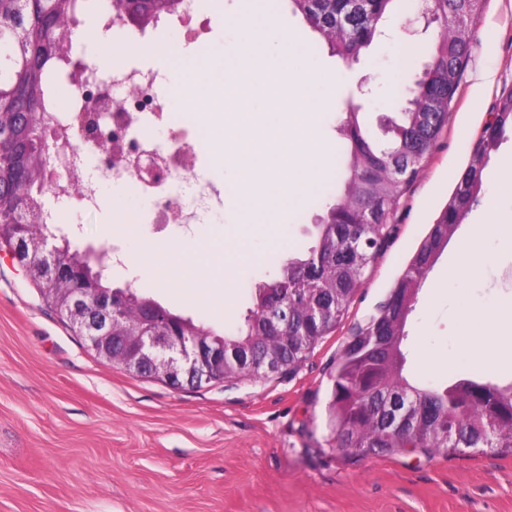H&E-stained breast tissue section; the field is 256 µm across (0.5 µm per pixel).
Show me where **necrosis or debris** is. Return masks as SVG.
I'll return each mask as SVG.
<instances>
[{"label":"necrosis or debris","mask_w":512,"mask_h":512,"mask_svg":"<svg viewBox=\"0 0 512 512\" xmlns=\"http://www.w3.org/2000/svg\"><path fill=\"white\" fill-rule=\"evenodd\" d=\"M74 92L66 108L57 103L47 106V122L52 127L60 146L56 163L67 171L66 179L49 186L52 197L69 196L70 184L78 180L83 184L82 201L90 206L98 203V184L109 179L139 181L137 173L128 164L130 151L154 154L159 174L154 181H139L146 191H159L160 197L152 218L156 224H197L202 214L219 198L214 186L199 181L193 193L182 189L185 173L193 165L196 144L204 141L207 130L200 125L195 113L181 112L175 121V146L158 147L143 140L135 128L147 120L161 121L169 116L165 101L156 91V79L152 72L121 67L104 71L89 65L72 73ZM114 85L133 86L135 92L121 100H110L108 90ZM110 101L108 110L101 112L99 130L106 147L112 153L111 165L97 164L95 177H87V161L75 148L80 115L96 101Z\"/></svg>","instance_id":"obj_1"}]
</instances>
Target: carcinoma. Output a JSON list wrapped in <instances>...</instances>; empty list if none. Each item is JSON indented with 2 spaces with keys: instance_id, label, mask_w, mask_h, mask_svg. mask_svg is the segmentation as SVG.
Returning a JSON list of instances; mask_svg holds the SVG:
<instances>
[{
  "instance_id": "1",
  "label": "carcinoma",
  "mask_w": 512,
  "mask_h": 512,
  "mask_svg": "<svg viewBox=\"0 0 512 512\" xmlns=\"http://www.w3.org/2000/svg\"><path fill=\"white\" fill-rule=\"evenodd\" d=\"M0 0V34L11 47L12 66L0 92V238L5 243L30 248L32 240L55 233L46 223L47 186L21 177L19 170L39 156L42 146V114L51 91V76L73 63L72 36L77 17L88 5L80 0ZM179 0H149L134 29L154 27L174 12ZM394 0H291L306 24L321 36L341 30V40H328L331 54L343 60L360 54L380 33V25ZM466 0H440L438 19L462 16L469 11ZM477 13V9L470 10ZM469 60L466 30L444 28L423 72L407 89L401 117L392 121L386 144L373 143L358 118L346 116L344 188L326 206L316 224L317 245L303 257L288 259L274 291L256 289L252 306L236 331L219 333L195 323L156 299L132 287L118 288L128 306L154 305L164 333L182 336L185 329L206 333V345L223 346L224 378L260 380L271 377L255 366L264 353L263 342L271 335L269 313L279 311V329L288 340L272 347L279 356L275 374L294 373L319 342L348 313L363 284L365 271L388 241L391 221L401 198L419 175L427 153L444 128L442 112L450 107ZM512 129V92L496 105L495 123L485 150L499 147L506 129ZM485 166L471 158L454 194L437 222L431 225L420 248L396 287L419 288L436 261L433 246L454 231L458 213L471 211L478 202L472 188L482 184ZM368 196L372 223L357 224V200ZM67 254L82 266L80 288H112L104 269L85 261L84 252L62 240ZM405 333L392 335L389 326L372 318L346 341L330 371L331 396L328 411L329 448L361 456L393 453L401 448H428L465 453L469 450L512 451V384L462 378L445 386L421 387L404 375ZM408 411V422L394 430L392 401Z\"/></svg>"
}]
</instances>
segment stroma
Wrapping results in <instances>:
<instances>
[{
	"label": "stroma",
	"mask_w": 512,
	"mask_h": 512,
	"mask_svg": "<svg viewBox=\"0 0 512 512\" xmlns=\"http://www.w3.org/2000/svg\"><path fill=\"white\" fill-rule=\"evenodd\" d=\"M200 4L210 20L206 34L196 39L186 28L162 26L140 47H113L111 31L87 15L84 26L95 35L74 41L73 55L104 70L128 65L162 75L157 92L177 113L186 108L189 77L177 63L188 44L205 49L214 63L237 54L240 79L226 92L225 113L197 115L203 126L234 131L244 120L236 102L249 92L248 65L257 51L243 44L237 28L247 5ZM418 8V0H394L382 35L348 67L290 0H280L275 24L287 31L297 64L328 75L311 105L336 151L346 144L345 99L359 84L365 89L357 99L359 119L372 137L384 140L381 117L393 116L439 35L435 27L413 36L404 32ZM470 36V58L448 121L402 200L392 236L348 314L293 375L175 388L128 374L97 359L0 250V512H512V452L406 448L362 457L333 452L324 441L329 373L345 341L386 302L450 201L499 98L512 91V0H484ZM407 42L416 52L406 62ZM506 160H512V132L492 154L478 205L449 237L408 317L405 374L417 384L458 378L512 383V352L489 349L485 364L460 357L467 312L512 301V251L499 239H485L490 261L479 278L448 273L461 243L484 223L488 204L512 206V184L498 177ZM343 171V160H336L300 208L289 214L267 209L257 224L238 203V170L203 143L187 178L209 180L226 194L191 233L148 223L156 201L128 181L102 182L94 209H83L75 197L54 208L76 228L74 246L94 249L107 265L113 251L122 253L125 265L113 273V286L137 288L194 321L232 331L243 323L256 288L273 282L289 256L315 245V224L340 189ZM147 239L189 243L203 257L241 241L252 259L237 270L232 288H225L223 272L213 270L206 287L193 288L179 269L165 276L150 270Z\"/></svg>",
	"instance_id": "stroma-1"
}]
</instances>
